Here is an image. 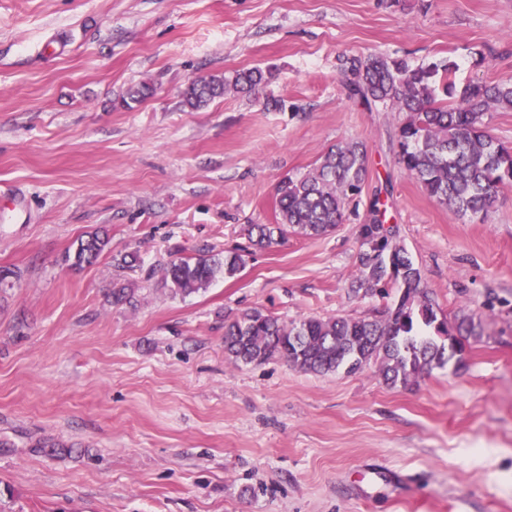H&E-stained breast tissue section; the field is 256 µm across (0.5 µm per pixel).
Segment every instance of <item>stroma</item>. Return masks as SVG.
Segmentation results:
<instances>
[{
  "instance_id": "stroma-1",
  "label": "stroma",
  "mask_w": 512,
  "mask_h": 512,
  "mask_svg": "<svg viewBox=\"0 0 512 512\" xmlns=\"http://www.w3.org/2000/svg\"><path fill=\"white\" fill-rule=\"evenodd\" d=\"M353 55L512 80V0H0V187L31 201L0 223V512H512V186L482 222L429 197L396 161L403 113L341 85ZM268 66L259 94L182 103L192 80ZM348 140L442 313L481 321L463 364L407 387L224 353L228 313L374 308L347 296L365 210L322 237L247 236L283 177ZM100 227L108 250L72 269ZM237 248L244 269L205 290L163 282ZM117 281L135 306L113 305Z\"/></svg>"
}]
</instances>
